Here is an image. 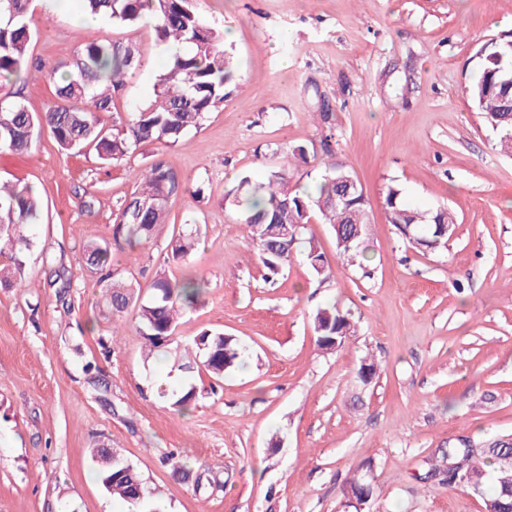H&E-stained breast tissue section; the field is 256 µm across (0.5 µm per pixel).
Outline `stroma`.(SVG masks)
<instances>
[{
  "instance_id": "stroma-1",
  "label": "stroma",
  "mask_w": 512,
  "mask_h": 512,
  "mask_svg": "<svg viewBox=\"0 0 512 512\" xmlns=\"http://www.w3.org/2000/svg\"><path fill=\"white\" fill-rule=\"evenodd\" d=\"M193 5L226 33L236 67L199 129L119 164L66 153L46 130L29 153L0 152V181L32 186L44 204L21 287L0 288V512H123L90 460L103 441L170 512H359L343 494L355 478L374 490L360 512H484L480 493L416 476L461 437L512 434V159L463 92L480 47L512 32V0ZM30 13L28 55L43 67L14 87L29 111L55 102L52 67L107 37L135 43L142 64L102 123L152 97L165 50L151 25L77 29L46 0ZM287 146L309 157L291 169L292 185L312 187L328 161L362 184L372 211L364 263L339 259L331 226L314 218L304 237L327 276L297 258L264 280L231 191L281 167ZM157 158L201 193L173 198L167 224L135 251L113 248L112 268L145 295L159 273L204 283L181 341L218 328L250 348L215 393L207 374L186 378L165 352L145 358L134 321L113 333L83 262L88 240L111 241L120 203ZM392 181L409 206L451 209L458 228L447 246L419 254L388 224ZM183 224L201 236L186 266L165 250ZM58 268L71 279L62 301L49 284ZM332 303L357 333L325 353L311 317ZM368 357L379 371L365 382ZM188 379L200 397L179 412L159 392Z\"/></svg>"
}]
</instances>
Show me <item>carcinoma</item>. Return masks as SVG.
Listing matches in <instances>:
<instances>
[{"label":"carcinoma","instance_id":"cac0c4a2","mask_svg":"<svg viewBox=\"0 0 512 512\" xmlns=\"http://www.w3.org/2000/svg\"><path fill=\"white\" fill-rule=\"evenodd\" d=\"M84 11L105 17L118 26L153 22L159 42L175 48L166 59L154 85V101L130 113L113 129L106 128L100 113L110 111L115 97L125 87L129 72L141 66L139 48L129 42L104 39L81 49L59 75L57 102L41 114H33L11 96H0V151L24 153L36 134L47 129L66 150L91 151L104 162L118 163L144 143L176 145L192 129L201 126L205 115L224 102L225 89L235 79L231 56L224 49V34L210 26L194 9L192 0H82ZM32 30L28 0H0V88L12 76L31 66L27 45ZM467 98L480 113L485 126L496 136V148L512 157V117L504 107L512 105V35L491 40L480 50V75L467 86ZM287 164L271 171L263 182L248 177L233 191L242 222L248 227L247 243L257 251L262 266L273 275L288 265L306 224L313 217L331 225L334 234L348 233L355 225H366L370 210L363 187L338 198L337 164L325 165L311 191L291 190L288 170L307 163L306 150L299 146L286 152ZM186 191L184 180L165 161L156 159L140 173V189L125 199L115 221L114 244L132 248L153 237L156 227L167 223L169 201ZM387 221L414 248L427 252L449 241L456 231L455 217L446 208L435 210L410 207L402 201V189L390 184L384 193ZM41 203L29 186L0 185V255L9 253L16 270L25 266L35 242L30 226L39 223ZM286 224L288 238L273 234L272 227ZM364 235L339 246V255L356 260L364 255ZM198 241V229L187 224L173 231L167 244V259L185 262ZM84 264L98 275L102 296L119 316L135 312L139 332L151 352L165 349L180 369L204 370L217 382L241 367L246 347L222 331L205 330L191 344H181L174 333L187 310L196 306L203 288L192 278L171 280L160 275L152 283L149 297L140 296L135 282L110 271L111 248L91 240L84 245ZM304 259L317 275L326 274L324 256L314 243ZM318 349L327 353L356 333L357 322L348 311L332 305L320 308L312 317ZM192 384L170 396L171 406L180 411L197 400ZM474 453L465 443L438 448L421 477L430 481L451 474L456 464L466 476L463 486L481 492L486 480L493 484L485 499L489 512H512V472L500 470L502 452L512 453V442L493 437ZM104 490L113 497L148 507L150 492L136 467L119 452L107 447L92 453Z\"/></svg>","mask_w":512,"mask_h":512}]
</instances>
